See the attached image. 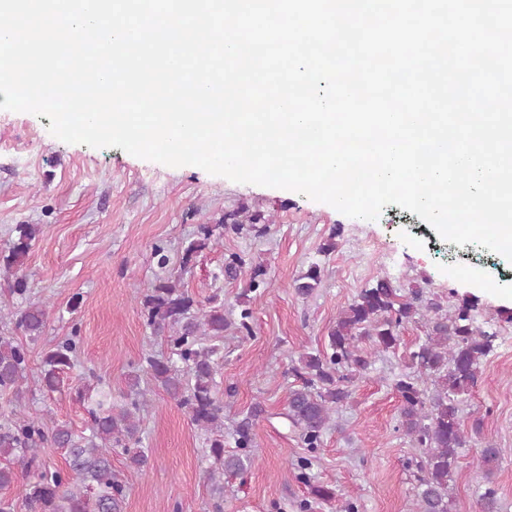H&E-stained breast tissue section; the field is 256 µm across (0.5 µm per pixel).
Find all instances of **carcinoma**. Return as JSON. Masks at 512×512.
I'll use <instances>...</instances> for the list:
<instances>
[{"mask_svg": "<svg viewBox=\"0 0 512 512\" xmlns=\"http://www.w3.org/2000/svg\"><path fill=\"white\" fill-rule=\"evenodd\" d=\"M257 212L241 217L240 212L224 214L221 223L201 225V239L189 244L179 267L165 278L144 289L139 296L141 311L157 336L165 338L171 354L167 358L148 356L145 371L188 414L191 422L209 433V454L213 458L208 480L221 493L224 474H242L252 465L247 453L251 438L249 425L237 428L240 451L224 453L223 406L216 397L215 366L219 354L216 342L224 329L235 325L242 333L251 332L252 311L240 309L236 321L224 315V303L211 297L207 304L197 302L180 288L181 275L193 255L204 248L214 230L230 225L242 233L244 225L265 224ZM9 253L0 258L5 270H19L39 233L36 224H17ZM246 260L231 254L224 261V277L236 280L244 272ZM262 265L250 269L246 298L270 286ZM322 280L317 263L294 282L297 294L310 296ZM475 301L459 300L446 310L440 299L420 288L405 294L388 278L361 289L336 318L328 332V346L306 352L292 367L296 378L283 417L298 432L308 450L317 448L332 414L350 396L347 384L368 372L372 353L359 348L366 340L380 352L400 345L399 329L406 323L424 319L425 338L409 353L413 371L393 382L400 399V424L412 447L419 451L416 467L418 512H452L454 474L461 449L471 447L473 436L462 428L461 396L477 383L482 364L493 354L496 333L475 325ZM49 312L44 304L31 303L15 314L14 328L34 341L42 336ZM79 340L68 336L57 342L42 359L41 386L54 393L64 385V375L74 366ZM29 349L14 336L0 332V394L20 396L29 369ZM431 382L433 393L424 388ZM139 381L129 383L126 401L112 403V392H78L90 420V433L78 435L65 424L48 425L43 418L14 408L0 420V490L22 482V493L32 512H121L124 485L112 474V452L119 449L130 463L141 467L148 455L140 448V413L145 405ZM51 444L65 450L69 474H48L39 470L36 451ZM502 449L487 441L481 447L480 463L486 473L497 468ZM22 466L17 473L8 462ZM312 499L299 504L308 512L316 503L335 498L333 489L311 485Z\"/></svg>", "mask_w": 512, "mask_h": 512, "instance_id": "1", "label": "carcinoma"}]
</instances>
